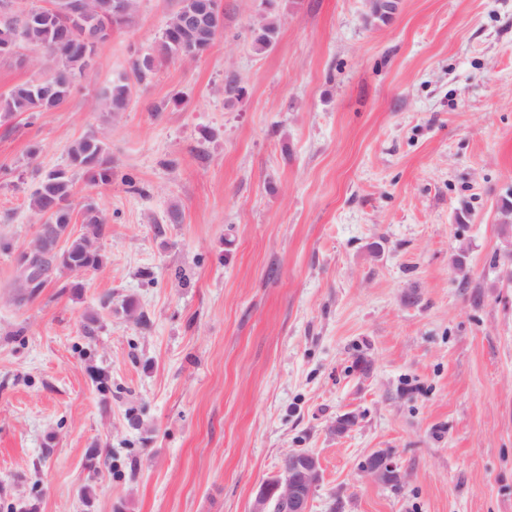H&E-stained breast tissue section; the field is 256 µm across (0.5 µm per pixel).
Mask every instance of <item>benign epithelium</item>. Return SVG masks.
I'll use <instances>...</instances> for the list:
<instances>
[{
    "mask_svg": "<svg viewBox=\"0 0 512 512\" xmlns=\"http://www.w3.org/2000/svg\"><path fill=\"white\" fill-rule=\"evenodd\" d=\"M360 472L375 483L392 488L402 487L407 479L388 449L371 453ZM321 481L319 457L308 450H292L282 457L277 472L261 483L251 512H310L311 500Z\"/></svg>",
    "mask_w": 512,
    "mask_h": 512,
    "instance_id": "1",
    "label": "benign epithelium"
}]
</instances>
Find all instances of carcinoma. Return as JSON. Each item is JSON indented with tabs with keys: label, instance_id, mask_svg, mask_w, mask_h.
<instances>
[{
	"label": "carcinoma",
	"instance_id": "cac0c4a2",
	"mask_svg": "<svg viewBox=\"0 0 512 512\" xmlns=\"http://www.w3.org/2000/svg\"><path fill=\"white\" fill-rule=\"evenodd\" d=\"M198 0H176V7L161 31L156 52L132 61V76L112 83L104 99L106 111L115 115L128 110L135 83L145 81L163 61H190L200 58L224 30V5L217 0L215 14L205 15L194 22L186 21ZM262 20L252 30V47L257 52L269 50L276 42L278 23L277 0H262ZM88 28L100 33L99 40L89 43L81 37L82 30L67 29L48 17L22 13L10 21L0 20V57L14 54L21 44L27 45L52 62V67L37 81L14 85L0 94V112L26 114L34 119L44 112L61 107L77 83L88 72L87 59L95 54L99 44L112 37V32L130 26L137 12V0H87ZM397 10V0L375 6L369 17L388 22ZM66 168L52 170L42 176L31 196V208L39 219L66 229L73 223V173H82L94 184L112 182V159L103 141L93 134L73 142L68 151ZM83 229L78 235L68 234L66 245L59 253L46 252L39 238H34L29 250L21 257L25 263L32 258L40 261L44 276L55 269L82 266L98 270L104 256L98 243L109 232V224L99 209L85 204L81 209Z\"/></svg>",
	"mask_w": 512,
	"mask_h": 512
}]
</instances>
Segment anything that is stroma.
Listing matches in <instances>:
<instances>
[{
	"label": "stroma",
	"instance_id": "1",
	"mask_svg": "<svg viewBox=\"0 0 512 512\" xmlns=\"http://www.w3.org/2000/svg\"><path fill=\"white\" fill-rule=\"evenodd\" d=\"M174 4L139 0L61 108L0 113V512H251L296 449L311 512H512V0L375 26L278 0L265 53L262 0H224L203 56L94 111ZM45 71L0 59V93ZM89 133L115 175L74 204L108 218L105 264L16 301L36 176ZM378 448L401 490L361 476ZM277 0H263L262 20L252 30V47L256 52L269 50L276 42L278 23L276 17Z\"/></svg>",
	"mask_w": 512,
	"mask_h": 512
}]
</instances>
